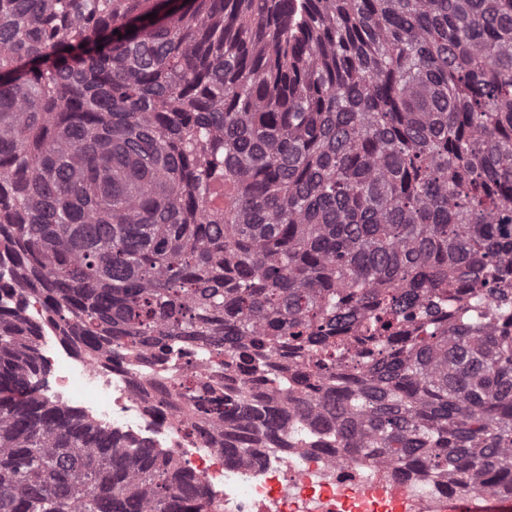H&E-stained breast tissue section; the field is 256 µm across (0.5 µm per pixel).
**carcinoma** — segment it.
<instances>
[{
  "instance_id": "obj_1",
  "label": "carcinoma",
  "mask_w": 512,
  "mask_h": 512,
  "mask_svg": "<svg viewBox=\"0 0 512 512\" xmlns=\"http://www.w3.org/2000/svg\"><path fill=\"white\" fill-rule=\"evenodd\" d=\"M4 281L92 360L286 340L330 392L349 360L340 398L272 378L294 435L508 486L512 0H0ZM38 333L0 305V512H209L38 395ZM174 396L224 434L220 383Z\"/></svg>"
}]
</instances>
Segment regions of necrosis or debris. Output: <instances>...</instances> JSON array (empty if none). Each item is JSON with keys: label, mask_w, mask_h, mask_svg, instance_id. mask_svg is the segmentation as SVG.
Here are the masks:
<instances>
[{"label": "necrosis or debris", "mask_w": 512, "mask_h": 512, "mask_svg": "<svg viewBox=\"0 0 512 512\" xmlns=\"http://www.w3.org/2000/svg\"><path fill=\"white\" fill-rule=\"evenodd\" d=\"M36 345L59 392L111 420L114 430L145 438L178 458L220 512H447L459 496L473 492L448 473L404 468L367 448L320 439L300 445L284 438L274 444L256 420L233 422V441L250 445L248 453L234 454L225 451L208 419L183 416L161 401L178 383L210 378L221 381L227 393L248 394L277 410L281 403L267 377L280 371L299 392L317 397L316 380L286 346L256 369L242 370L209 338L185 340L180 359L147 349L91 361L47 332Z\"/></svg>", "instance_id": "1"}]
</instances>
